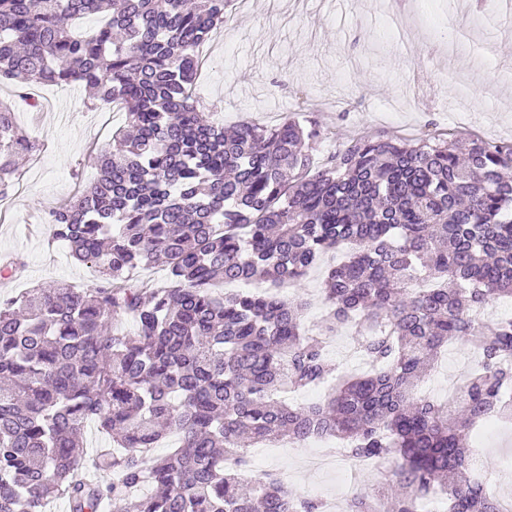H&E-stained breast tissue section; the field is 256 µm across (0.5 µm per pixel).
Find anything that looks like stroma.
<instances>
[{
    "mask_svg": "<svg viewBox=\"0 0 512 512\" xmlns=\"http://www.w3.org/2000/svg\"><path fill=\"white\" fill-rule=\"evenodd\" d=\"M404 32L406 45L386 39ZM490 43L489 59L480 55ZM208 64L194 93L218 106L225 129L249 120L273 126L287 114L317 117L329 137L326 155L356 133L424 139L434 130L512 140V19L498 0L475 12L473 0H406L380 13L379 0H235L233 17L203 46ZM47 108L16 104L18 123L37 134L39 162L23 169L28 189L0 220V258L23 255L21 279L0 278V295L64 281L91 284V264L75 263L65 245L48 244L49 211L71 197L98 169L87 143L108 146L125 115L102 124L83 89L42 86ZM484 467L512 478V426L484 430ZM313 447L283 448L251 463V476L279 474L299 496L315 499L339 489L333 474L311 473Z\"/></svg>",
    "mask_w": 512,
    "mask_h": 512,
    "instance_id": "35a3bbf8",
    "label": "stroma"
}]
</instances>
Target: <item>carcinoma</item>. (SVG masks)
Returning <instances> with one entry per match:
<instances>
[{
    "label": "carcinoma",
    "instance_id": "obj_1",
    "mask_svg": "<svg viewBox=\"0 0 512 512\" xmlns=\"http://www.w3.org/2000/svg\"><path fill=\"white\" fill-rule=\"evenodd\" d=\"M234 0H0V84L83 86L118 103L127 127L96 156L99 176L49 213L48 242L97 268L84 288H30L0 298V512H322L267 474L245 482L249 447L319 433L355 460H386L384 483L346 512H503L475 480L466 437L512 421V317L490 327L472 312L512 297V142L453 132L410 142L355 137L315 161L314 119L229 134L198 108L200 47ZM100 24L77 34L76 21ZM0 101V206L40 151ZM321 332L307 334L301 288L324 256ZM166 267L169 285L134 272ZM19 255L0 272H24ZM262 280V294L217 293ZM118 317L137 331L113 332ZM353 331L373 364L339 379L322 403L272 397L325 384V340ZM451 341L477 357L462 400L418 395L424 365ZM114 448L87 467L85 426ZM179 444L152 451L166 435ZM149 484L151 494L135 491Z\"/></svg>",
    "mask_w": 512,
    "mask_h": 512
}]
</instances>
